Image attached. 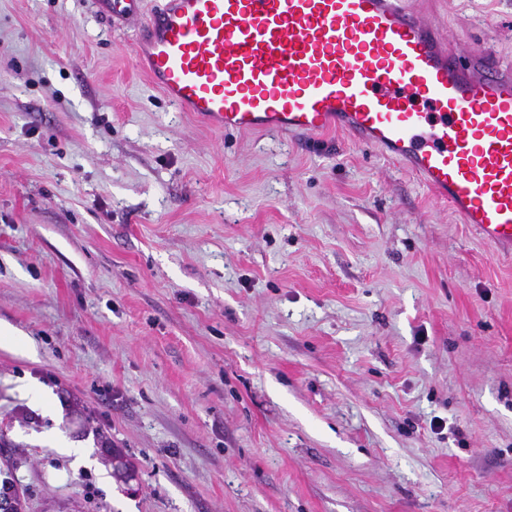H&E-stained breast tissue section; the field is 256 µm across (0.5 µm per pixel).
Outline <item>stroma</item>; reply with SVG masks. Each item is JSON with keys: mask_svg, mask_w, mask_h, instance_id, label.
<instances>
[{"mask_svg": "<svg viewBox=\"0 0 512 512\" xmlns=\"http://www.w3.org/2000/svg\"><path fill=\"white\" fill-rule=\"evenodd\" d=\"M95 3L0 0L24 512H512V255L344 133L180 111ZM404 4L512 63V0Z\"/></svg>", "mask_w": 512, "mask_h": 512, "instance_id": "1", "label": "stroma"}]
</instances>
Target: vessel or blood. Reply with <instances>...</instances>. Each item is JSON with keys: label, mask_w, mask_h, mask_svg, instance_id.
Returning <instances> with one entry per match:
<instances>
[{"label": "vessel or blood", "mask_w": 512, "mask_h": 512, "mask_svg": "<svg viewBox=\"0 0 512 512\" xmlns=\"http://www.w3.org/2000/svg\"><path fill=\"white\" fill-rule=\"evenodd\" d=\"M98 0L139 69L224 132H344L512 250V71L400 0Z\"/></svg>", "instance_id": "vessel-or-blood-1"}]
</instances>
